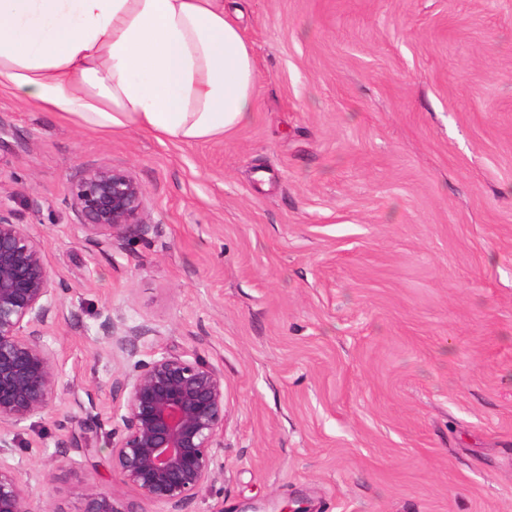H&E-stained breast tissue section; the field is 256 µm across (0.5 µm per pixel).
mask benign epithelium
Listing matches in <instances>:
<instances>
[{"mask_svg": "<svg viewBox=\"0 0 512 512\" xmlns=\"http://www.w3.org/2000/svg\"><path fill=\"white\" fill-rule=\"evenodd\" d=\"M145 189L129 172L90 169L73 189L84 230L108 241L147 231ZM56 310L43 245L0 208V512H35L23 474L12 464L19 447L13 430L42 413L55 396L57 356L42 340ZM111 351L125 353L131 334L101 324ZM120 422L108 439L112 466L146 502L176 509L211 479L215 449L223 447L224 376L186 354L165 350L112 380ZM75 494L83 512H119L112 495L95 485Z\"/></svg>", "mask_w": 512, "mask_h": 512, "instance_id": "benign-epithelium-1", "label": "benign epithelium"}]
</instances>
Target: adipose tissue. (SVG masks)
Returning a JSON list of instances; mask_svg holds the SVG:
<instances>
[{"label": "adipose tissue", "instance_id": "adipose-tissue-1", "mask_svg": "<svg viewBox=\"0 0 512 512\" xmlns=\"http://www.w3.org/2000/svg\"><path fill=\"white\" fill-rule=\"evenodd\" d=\"M257 79L224 0H0V89L82 127L220 140Z\"/></svg>", "mask_w": 512, "mask_h": 512}]
</instances>
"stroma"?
Segmentation results:
<instances>
[{"mask_svg": "<svg viewBox=\"0 0 512 512\" xmlns=\"http://www.w3.org/2000/svg\"><path fill=\"white\" fill-rule=\"evenodd\" d=\"M224 8L258 71L224 140L0 93V206L43 242L57 305L56 394L16 430L30 499L81 512L94 484L159 512L107 439L113 378L167 348L224 376L218 465L181 512H512V0ZM99 167L143 185L145 239L81 230L72 189ZM103 330V336L106 342L109 344L111 351L114 352H129L131 346V336H135L129 333L118 334L116 332L112 317H106L101 324Z\"/></svg>", "mask_w": 512, "mask_h": 512, "instance_id": "stroma-1", "label": "stroma"}]
</instances>
